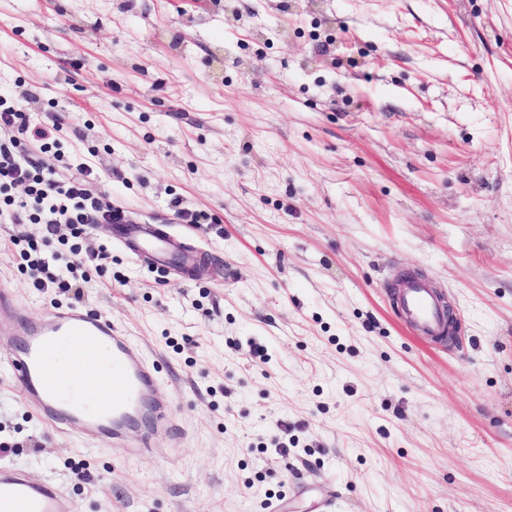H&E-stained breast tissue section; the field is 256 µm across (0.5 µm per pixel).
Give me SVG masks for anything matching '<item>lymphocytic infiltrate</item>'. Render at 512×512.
<instances>
[{"label":"lymphocytic infiltrate","instance_id":"f902f5d3","mask_svg":"<svg viewBox=\"0 0 512 512\" xmlns=\"http://www.w3.org/2000/svg\"><path fill=\"white\" fill-rule=\"evenodd\" d=\"M0 129L12 134L11 139L0 143V221L15 224L29 218L44 224L47 239L39 245L29 244L23 253L28 260L32 285L40 290L70 289L66 274L76 270L78 263L53 250L51 234L61 224L84 230L89 225L108 220L112 211L102 207L91 194V166L80 164L79 176L61 180L56 178L53 169L33 165L17 155L16 134L28 132L35 139L47 140L54 132L53 126L29 127L25 112L0 96ZM14 183L26 184V198L18 200L7 196L9 185Z\"/></svg>","mask_w":512,"mask_h":512}]
</instances>
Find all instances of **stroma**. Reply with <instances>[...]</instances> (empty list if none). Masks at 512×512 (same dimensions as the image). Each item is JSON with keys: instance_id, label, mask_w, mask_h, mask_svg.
I'll return each mask as SVG.
<instances>
[{"instance_id": "1", "label": "stroma", "mask_w": 512, "mask_h": 512, "mask_svg": "<svg viewBox=\"0 0 512 512\" xmlns=\"http://www.w3.org/2000/svg\"><path fill=\"white\" fill-rule=\"evenodd\" d=\"M0 94L63 120L23 154L208 250L39 290L43 225L0 222V282L137 336L185 431L128 462L55 430L0 321V463L78 512H512V0H0ZM410 271L456 342L400 318Z\"/></svg>"}]
</instances>
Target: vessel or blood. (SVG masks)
<instances>
[{
  "mask_svg": "<svg viewBox=\"0 0 512 512\" xmlns=\"http://www.w3.org/2000/svg\"><path fill=\"white\" fill-rule=\"evenodd\" d=\"M113 246L123 249L160 277L190 275L205 254L202 247L174 234L165 224H128L113 213ZM407 323L427 335H440L443 308L431 289L412 282L399 299ZM77 336L69 362L54 365L57 341ZM15 354L8 364L11 380L25 403L51 426L84 437L110 439L115 455L132 460L153 451L154 439L178 436L179 427L166 403L155 397L157 363L147 361L125 329L111 319L78 307H56L39 317H26L12 340ZM111 364V372L86 376L89 363ZM84 380L91 393L83 402L65 396L61 383ZM0 512H78L76 502L52 480L33 479L26 469L0 464Z\"/></svg>",
  "mask_w": 512,
  "mask_h": 512,
  "instance_id": "b4317fda",
  "label": "vessel or blood"
}]
</instances>
